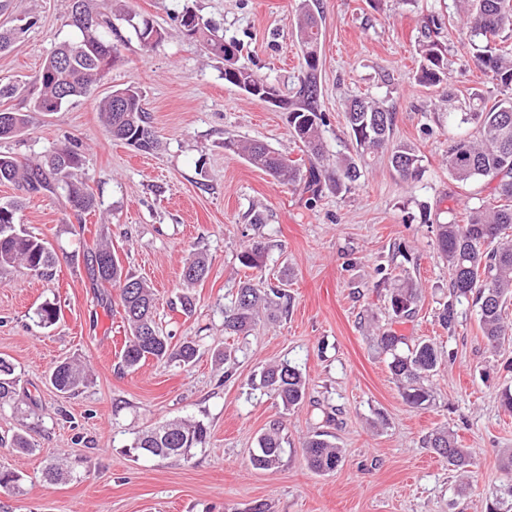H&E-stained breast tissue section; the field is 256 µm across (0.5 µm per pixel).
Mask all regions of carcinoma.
Listing matches in <instances>:
<instances>
[{
	"label": "carcinoma",
	"instance_id": "cac0c4a2",
	"mask_svg": "<svg viewBox=\"0 0 512 512\" xmlns=\"http://www.w3.org/2000/svg\"><path fill=\"white\" fill-rule=\"evenodd\" d=\"M456 6L468 25L473 56L500 86L501 98L479 112L460 117V123L476 125V136L461 137L448 147V170L462 183L481 179L493 183V194L502 204L470 208L464 224L452 219L438 225L437 246L448 260L451 274L448 302L439 314V321L449 329L454 328L458 305L469 302L478 308L484 336L495 348L512 337V325L505 324L502 315L504 304L512 299V239L508 234L512 230V56L495 40L500 31L512 26V0H456ZM119 20L145 51L153 49L163 38L161 29L149 18L127 13L119 16ZM177 20L184 34L204 41L211 54L223 58L227 52L237 50L236 44L215 36L211 26L195 13L186 10ZM31 25L27 20L14 28H1L0 52L8 50L18 34ZM67 25L74 28V36L50 53L36 77L33 108L37 112H56L73 99L90 97L112 69L115 51L112 40L127 41L112 21V14L102 11L100 0H70ZM426 27L425 40L419 44L422 63L417 82L435 86L448 79L447 64L439 44L431 40V34L441 29L439 20L431 18ZM295 35L308 52L303 54L298 96L293 101H281V107L289 112L292 136L320 162L318 166L311 165L305 189L317 193L324 177L336 183L338 189L346 187L361 177L360 168L352 157L336 158L332 170L323 165L327 160L321 130L325 116L320 108L317 76L321 17L315 15L310 0H304V13ZM224 81L253 88L252 96L257 98L270 87L266 79L243 67L235 72H224ZM98 110L113 140L145 153L157 148L158 139L138 87L130 85L113 91L99 101ZM346 120L357 147L372 153L387 152L390 164L405 179L419 178L421 165L416 150L407 144L389 146L394 114L384 103L356 98L347 107ZM26 124V114L11 112L10 126L0 127V139L18 136ZM235 147L251 165L280 183H292L298 178L299 169L263 142L242 141ZM83 162L81 144L75 139L37 163L0 154V184H20L30 194L61 192L71 209L80 214L88 213L95 208V197L85 183L75 178ZM17 210L18 206L13 203L0 205V267L17 264L46 276L54 267L55 252L47 242L17 227ZM265 254L266 247L253 242L240 252L238 260L245 268L260 270ZM84 260L96 285L120 288L123 319L127 325L121 356L123 367L133 369L149 357L176 358L185 364L195 360L194 343L185 342L176 350L171 347L169 337L162 334L154 318V289L146 281L123 273L109 245L95 244L84 254ZM206 274L207 264L202 257L187 261L182 272L184 282L189 285L203 280ZM419 293L420 289L412 282L391 288L390 305L394 316L409 318ZM291 307V297L283 290L265 287L260 278L247 279L238 288L233 305L224 310V331L236 335L244 333L260 320H277L290 312ZM36 316L45 327L56 324L59 319L58 310L51 303L38 308ZM403 344L405 337L395 331L377 339L378 349L390 355L388 367L403 400L414 407H422L430 402V394L420 380L436 370L442 351L427 341L405 350L401 349ZM50 382L58 392L73 395L85 384L86 374L79 365L62 361L52 370ZM251 383L266 389L288 411L301 405L307 394L303 374L286 361L262 368L252 376ZM17 385L15 365L0 357V404L12 399ZM206 439L207 428L202 422L173 419L140 433L131 450L137 455L182 457L190 449L205 444ZM283 443L281 427L275 423L259 436L258 446L251 456L252 465L265 471L277 470L282 462ZM426 447L455 468L470 465L465 449L459 447L456 438L446 430L429 435ZM303 448L307 466L316 473L335 471L343 459L342 450L323 433L310 436ZM487 512H512V484L504 486L501 495L487 505Z\"/></svg>",
	"mask_w": 512,
	"mask_h": 512
}]
</instances>
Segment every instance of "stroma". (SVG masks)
Here are the masks:
<instances>
[{
	"label": "stroma",
	"mask_w": 512,
	"mask_h": 512,
	"mask_svg": "<svg viewBox=\"0 0 512 512\" xmlns=\"http://www.w3.org/2000/svg\"><path fill=\"white\" fill-rule=\"evenodd\" d=\"M302 0H112L113 13L151 18L163 33L151 51L120 45L93 96L45 113L30 94L0 101L27 113L21 136L0 140V153L34 162L74 138L85 163L77 177L96 199L75 215L58 194H30L0 184V203L22 201L17 221L51 244L53 275L23 267L0 270V356L19 377L13 402L0 407V470L19 475L16 490L0 489V512H486L500 486L512 482L503 460L512 451V412L500 393L512 386V342L490 349L476 308L461 306L455 331L438 315L448 299V262L437 227L468 207L492 204L485 181L464 184L448 171V146L474 133L461 113L493 102L495 85L471 55L454 0H319L322 15L320 104L329 156H356L361 178L343 191L322 183L318 197L303 182L282 185L232 148L257 139L292 160L311 162L291 135L288 113L224 80V61L186 37L178 14L189 10L238 47L239 66L266 77L281 97L299 88L301 47L293 23ZM69 0H7L0 25L22 16L32 25L0 53V81L31 84L46 56L70 39ZM449 79L424 87L415 79L416 52L430 16ZM133 84L145 95L160 148L143 153L112 140L97 104ZM356 97L381 100L394 114L392 143L414 147L418 180L406 181L382 154L357 155L344 119ZM265 221L253 223L254 213ZM266 243L262 276L293 297L289 315L260 321L247 334L224 330V308L253 277L238 254L251 239ZM112 245L125 270L146 280L158 298L157 322L172 346L193 341L189 366L147 359L136 370L120 365L124 342L120 304L98 299L84 255L94 243ZM204 255L207 277L189 286L184 262ZM421 290L411 318L394 323L392 280ZM193 300L192 312L178 297ZM45 302L60 321L39 326ZM409 343L434 342L443 357L427 380L429 405L407 404L379 352L388 330ZM236 366L225 377L222 354ZM64 358L82 364L88 381L66 397L48 374ZM290 362L305 376L307 396L283 410L250 379L261 367ZM176 418L203 422L208 438L187 456L160 459L129 454L136 436ZM282 422L288 441L277 471L250 462L257 439ZM445 427L466 448L473 466L455 470L425 447ZM327 432L343 450L336 471L310 470L302 445ZM24 435L31 451L8 446ZM71 469L64 482L44 478L48 464Z\"/></svg>",
	"instance_id": "1"
}]
</instances>
